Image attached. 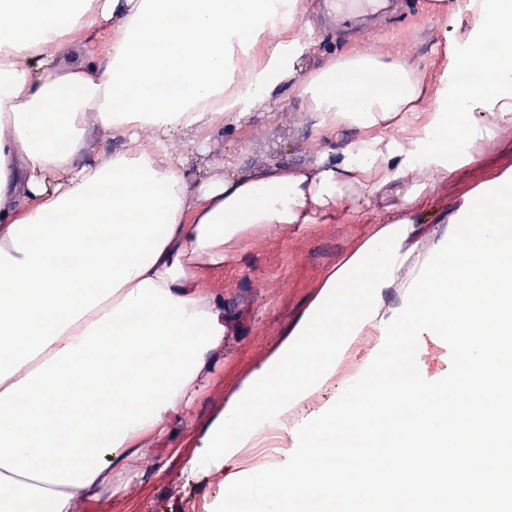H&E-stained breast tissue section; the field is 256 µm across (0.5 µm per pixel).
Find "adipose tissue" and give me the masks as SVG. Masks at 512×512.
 Segmentation results:
<instances>
[{
	"label": "adipose tissue",
	"mask_w": 512,
	"mask_h": 512,
	"mask_svg": "<svg viewBox=\"0 0 512 512\" xmlns=\"http://www.w3.org/2000/svg\"><path fill=\"white\" fill-rule=\"evenodd\" d=\"M470 79L440 89L391 54L355 51L305 69L302 0H0V512H75L144 440L171 431L224 341L222 293L204 268L242 242L308 224L346 192L444 171L460 143L512 132V9L431 0ZM498 53L484 55L485 41ZM77 49L82 61L59 66ZM374 69L388 90L359 80ZM300 99L317 128H354L365 156L309 168L237 164L199 176L181 148L260 105ZM112 142L90 150L92 128ZM404 134L394 148L390 128ZM405 217L328 272L284 340L206 428L182 474L241 471L240 454L310 413L341 369L357 374L390 317L385 293L418 267L426 236Z\"/></svg>",
	"instance_id": "adipose-tissue-1"
}]
</instances>
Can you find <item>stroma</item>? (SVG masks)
Segmentation results:
<instances>
[{
	"mask_svg": "<svg viewBox=\"0 0 512 512\" xmlns=\"http://www.w3.org/2000/svg\"><path fill=\"white\" fill-rule=\"evenodd\" d=\"M321 0H303L300 18L307 27L303 64L313 68L331 53L349 50H390L414 70L444 74L457 66L447 49L445 22L430 13L429 0H394L391 10L374 16L363 26L339 27L323 17ZM351 149L363 155L366 148L352 129L342 127L322 133L299 101L255 109L250 130L240 135L226 123L224 135L207 152L184 151L188 166L209 171L226 162L263 172L275 165L305 168L314 165L324 150ZM512 179V136L491 137L470 147H460L449 160L448 171L436 174L433 187L422 195L414 220L428 225L415 258L430 257L445 242L444 215L462 218L461 195L472 188L488 191L489 174ZM414 186L409 177L367 193L365 202H341L316 215L311 224H289L263 238L245 242L230 253L223 267L208 270L210 287L224 291V306L231 321L223 344L195 381L197 397L175 429L148 440L129 467L135 473L125 492L81 501L77 512H206L218 491L219 475L186 482L181 474L185 458L198 446L210 423L226 403L277 347L290 324L317 291L323 275L342 261L373 230L401 218L405 194Z\"/></svg>",
	"mask_w": 512,
	"mask_h": 512,
	"instance_id": "obj_1",
	"label": "stroma"
}]
</instances>
